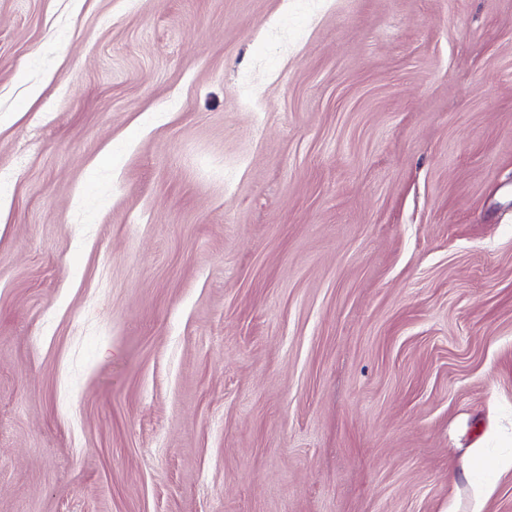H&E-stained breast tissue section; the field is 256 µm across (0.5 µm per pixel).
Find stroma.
<instances>
[{
  "instance_id": "stroma-1",
  "label": "stroma",
  "mask_w": 512,
  "mask_h": 512,
  "mask_svg": "<svg viewBox=\"0 0 512 512\" xmlns=\"http://www.w3.org/2000/svg\"><path fill=\"white\" fill-rule=\"evenodd\" d=\"M0 512H512V0H0Z\"/></svg>"
}]
</instances>
